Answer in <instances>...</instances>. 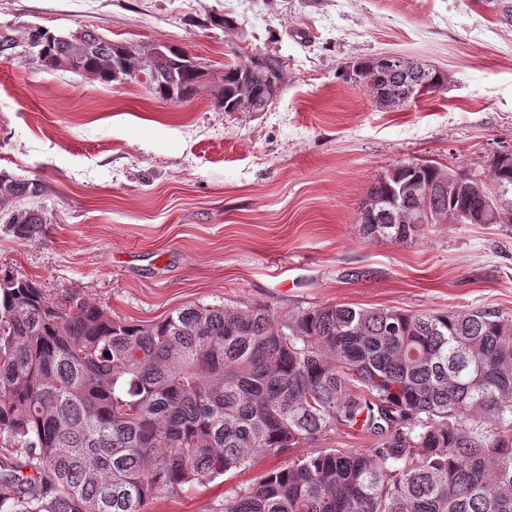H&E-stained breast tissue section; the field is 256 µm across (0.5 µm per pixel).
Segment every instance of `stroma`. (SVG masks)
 I'll list each match as a JSON object with an SVG mask.
<instances>
[{
	"mask_svg": "<svg viewBox=\"0 0 512 512\" xmlns=\"http://www.w3.org/2000/svg\"><path fill=\"white\" fill-rule=\"evenodd\" d=\"M6 25L165 44L203 77L164 101L0 57V171L40 179L45 216L29 239L0 221V268L135 324L224 303L512 316V224H428L403 244L362 231L394 165L486 173L512 148V22L489 0H0ZM390 53L445 71V90L391 111L345 81L347 63ZM254 55L284 63L274 105L220 109L225 65ZM306 453L260 456L145 512H220Z\"/></svg>",
	"mask_w": 512,
	"mask_h": 512,
	"instance_id": "stroma-1",
	"label": "stroma"
}]
</instances>
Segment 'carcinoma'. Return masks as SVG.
I'll return each instance as SVG.
<instances>
[{"label": "carcinoma", "instance_id": "carcinoma-1", "mask_svg": "<svg viewBox=\"0 0 512 512\" xmlns=\"http://www.w3.org/2000/svg\"><path fill=\"white\" fill-rule=\"evenodd\" d=\"M39 59L58 71L116 81L119 45L99 36L72 47L38 29ZM32 29L0 28L23 46ZM134 61L139 83L163 100L197 90L202 72L176 48ZM394 100L411 84L444 89L426 67L413 77L378 58L353 62ZM269 100L283 82L269 55L224 67V110L242 82ZM370 197L399 182L438 183L455 170L395 165ZM491 182L512 207V162L495 164L477 189L430 197L452 218L479 215ZM37 179L0 172V220L32 237L42 213L18 203L41 195ZM422 224H364L368 236L403 244ZM341 431L373 437L369 448L310 452L273 469L224 512H512V317L495 309L412 313L322 305L274 316L265 306L194 304L154 324L112 320L77 295L48 297L34 281L0 270V512H144L154 497L245 470Z\"/></svg>", "mask_w": 512, "mask_h": 512}]
</instances>
